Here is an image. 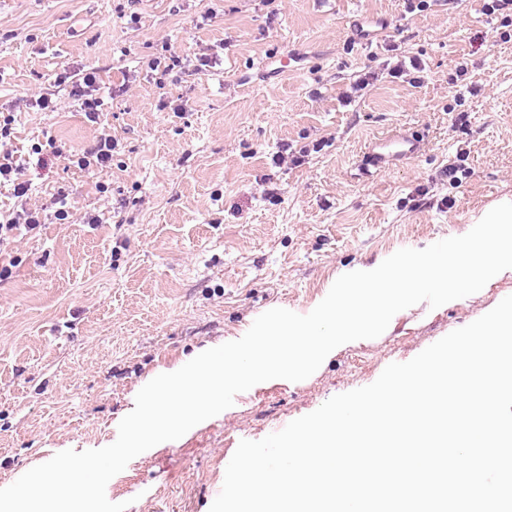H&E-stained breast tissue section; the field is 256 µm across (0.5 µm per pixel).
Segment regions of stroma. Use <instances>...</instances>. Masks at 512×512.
<instances>
[{
	"label": "stroma",
	"instance_id": "stroma-1",
	"mask_svg": "<svg viewBox=\"0 0 512 512\" xmlns=\"http://www.w3.org/2000/svg\"><path fill=\"white\" fill-rule=\"evenodd\" d=\"M374 24L373 43L354 21ZM512 17L480 0H0V113L32 204L67 198L96 224L47 223L12 246L0 283V488L56 453L112 444L148 377L273 308L305 315L346 269L461 235L512 198ZM288 54L287 72L278 58ZM183 60L168 70L169 56ZM414 56L417 80L390 77ZM467 61L459 75L458 61ZM96 71L97 122L71 83ZM374 79L351 94L366 74ZM60 101L56 112L35 100ZM401 132L414 160L373 169ZM103 135L107 167L72 154ZM43 144L33 155V144ZM300 165H277L280 151ZM456 160L459 182L444 174ZM455 202L442 212V198ZM512 295V273L433 314L419 305L300 382L237 394L226 412L112 479L127 512H209L241 440L373 383ZM420 152V142L404 134H393L374 145L370 162L379 167L387 160L409 161Z\"/></svg>",
	"mask_w": 512,
	"mask_h": 512
}]
</instances>
